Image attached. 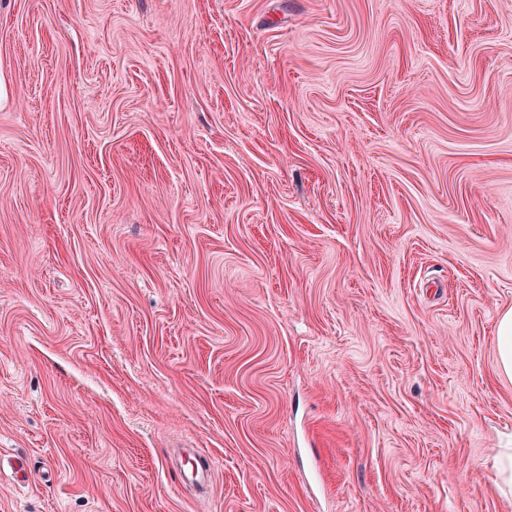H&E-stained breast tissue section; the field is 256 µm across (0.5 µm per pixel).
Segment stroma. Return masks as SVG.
<instances>
[{
  "label": "stroma",
  "instance_id": "obj_1",
  "mask_svg": "<svg viewBox=\"0 0 512 512\" xmlns=\"http://www.w3.org/2000/svg\"><path fill=\"white\" fill-rule=\"evenodd\" d=\"M511 307L512 0H0V512H512ZM498 373L512 380V308L499 314L495 326ZM494 482L504 497L512 496V448H500L493 456Z\"/></svg>",
  "mask_w": 512,
  "mask_h": 512
}]
</instances>
